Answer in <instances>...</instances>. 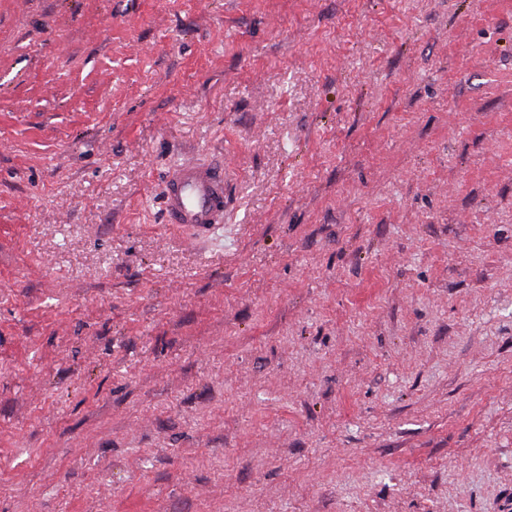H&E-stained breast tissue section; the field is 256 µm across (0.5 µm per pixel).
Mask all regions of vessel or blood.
I'll return each mask as SVG.
<instances>
[{"label":"vessel or blood","instance_id":"obj_1","mask_svg":"<svg viewBox=\"0 0 512 512\" xmlns=\"http://www.w3.org/2000/svg\"><path fill=\"white\" fill-rule=\"evenodd\" d=\"M227 172L189 160L165 180L162 206L166 223L198 234L211 233L224 219Z\"/></svg>","mask_w":512,"mask_h":512}]
</instances>
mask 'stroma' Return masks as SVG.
<instances>
[{
  "instance_id": "stroma-1",
  "label": "stroma",
  "mask_w": 512,
  "mask_h": 512,
  "mask_svg": "<svg viewBox=\"0 0 512 512\" xmlns=\"http://www.w3.org/2000/svg\"><path fill=\"white\" fill-rule=\"evenodd\" d=\"M0 512H512V0H0ZM227 171L189 160L164 181L162 206L168 224L198 234L211 233L224 220Z\"/></svg>"
}]
</instances>
